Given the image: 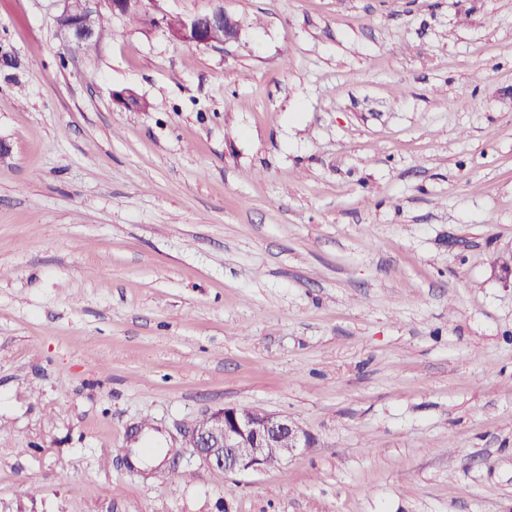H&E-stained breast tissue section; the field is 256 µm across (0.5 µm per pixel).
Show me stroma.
I'll use <instances>...</instances> for the list:
<instances>
[{
  "label": "stroma",
  "instance_id": "35a3bbf8",
  "mask_svg": "<svg viewBox=\"0 0 512 512\" xmlns=\"http://www.w3.org/2000/svg\"><path fill=\"white\" fill-rule=\"evenodd\" d=\"M144 5L0 0V512H512V0ZM227 406L313 445L210 470ZM58 5L56 25L63 40L72 46L80 47L96 37V19L100 18V39L110 32L112 15H127L125 0H55ZM106 15V16H105ZM215 25L224 26V42L217 41L212 34ZM186 30V38L180 37ZM171 37L177 36L184 43H195L198 45L227 44L238 40L241 30L235 25L234 18L219 8L205 15L187 16L182 26L177 30L169 31Z\"/></svg>",
  "mask_w": 512,
  "mask_h": 512
}]
</instances>
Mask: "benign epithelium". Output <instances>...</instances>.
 Listing matches in <instances>:
<instances>
[{"label":"benign epithelium","mask_w":512,"mask_h":512,"mask_svg":"<svg viewBox=\"0 0 512 512\" xmlns=\"http://www.w3.org/2000/svg\"><path fill=\"white\" fill-rule=\"evenodd\" d=\"M58 5L56 25L63 40L72 46L96 37V19L104 9L125 15V0H55ZM224 27V43L238 40L241 30L234 18L223 9L205 15L186 17L182 26L170 35L185 36L184 42L213 45L212 30ZM194 442L193 453L213 470L226 473L260 471L280 464L302 448L311 445V436L296 421L280 414L258 409L226 406L194 425L186 432ZM260 448H274L272 456L262 455Z\"/></svg>","instance_id":"benign-epithelium-1"}]
</instances>
